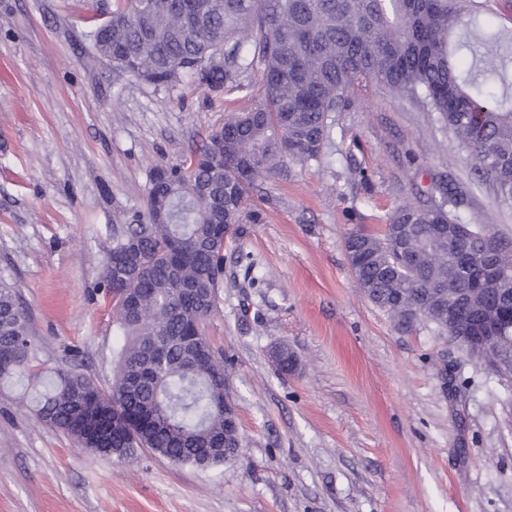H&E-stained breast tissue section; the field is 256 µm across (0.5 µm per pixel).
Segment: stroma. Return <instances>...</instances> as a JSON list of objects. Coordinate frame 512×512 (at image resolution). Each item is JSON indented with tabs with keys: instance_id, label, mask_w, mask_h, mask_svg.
I'll return each mask as SVG.
<instances>
[{
	"instance_id": "obj_1",
	"label": "stroma",
	"mask_w": 512,
	"mask_h": 512,
	"mask_svg": "<svg viewBox=\"0 0 512 512\" xmlns=\"http://www.w3.org/2000/svg\"><path fill=\"white\" fill-rule=\"evenodd\" d=\"M91 2L0 0V278L18 289L41 366L106 387L119 337L97 285L113 227L142 220L152 166L189 158L250 93L157 87L92 60ZM328 123L319 159L249 189L260 220L224 246L204 333L230 372L237 455L207 469L147 450L120 462L6 389L0 512H512V383L430 323L397 330L344 249L431 201L443 175L465 192V223L512 239V206L429 113L378 86ZM280 346L296 359L285 374Z\"/></svg>"
}]
</instances>
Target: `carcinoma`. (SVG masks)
Returning a JSON list of instances; mask_svg holds the SVG:
<instances>
[{
    "instance_id": "1",
    "label": "carcinoma",
    "mask_w": 512,
    "mask_h": 512,
    "mask_svg": "<svg viewBox=\"0 0 512 512\" xmlns=\"http://www.w3.org/2000/svg\"><path fill=\"white\" fill-rule=\"evenodd\" d=\"M93 53L153 85L185 79L224 89L259 72L252 107L229 116L173 178L149 175L147 223L114 232L100 288L112 295L121 343L112 384L59 367L37 377L28 320L14 285L0 280V382L38 417L92 452L130 458L146 448L175 464H224L240 448L224 418L229 374L200 330L218 305L224 243L244 213L247 189L289 158H318L328 117L374 83L435 114L472 170L512 205V36L485 21L475 0H112L95 14ZM359 288L397 325L427 321L448 336L478 335L494 311L498 342L473 351L482 364H512V243L488 226L433 208H398L383 236L353 232ZM502 279L472 285L470 261ZM112 402L105 434L84 415Z\"/></svg>"
}]
</instances>
